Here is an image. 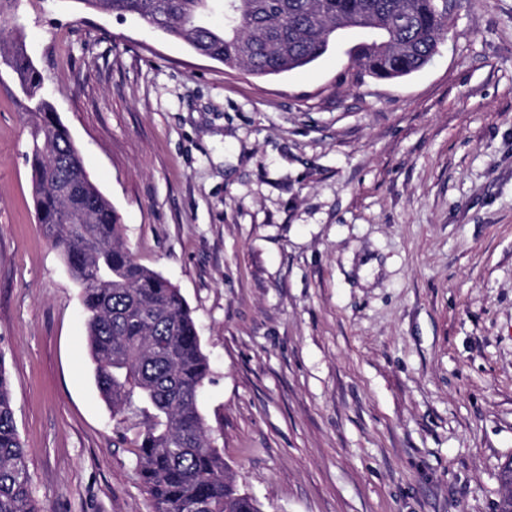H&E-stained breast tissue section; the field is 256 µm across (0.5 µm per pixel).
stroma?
<instances>
[{"label":"stroma","instance_id":"35a3bbf8","mask_svg":"<svg viewBox=\"0 0 512 512\" xmlns=\"http://www.w3.org/2000/svg\"><path fill=\"white\" fill-rule=\"evenodd\" d=\"M136 260L196 320L200 396L262 512H495L512 458V0H452L431 61L361 73L344 32L258 79L134 16L0 0ZM0 73V357L51 512H152L136 428L38 224Z\"/></svg>","mask_w":512,"mask_h":512}]
</instances>
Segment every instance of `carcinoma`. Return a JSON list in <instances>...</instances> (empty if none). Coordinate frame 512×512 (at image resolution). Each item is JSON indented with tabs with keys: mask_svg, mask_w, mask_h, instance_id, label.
<instances>
[{
	"mask_svg": "<svg viewBox=\"0 0 512 512\" xmlns=\"http://www.w3.org/2000/svg\"><path fill=\"white\" fill-rule=\"evenodd\" d=\"M80 2L136 15L198 54L256 77L315 62L351 29L364 35L349 49L355 66L379 79L404 77L429 62L448 29V0H222L220 25L203 17L212 0ZM2 65L28 102L37 219L81 287L99 392L116 425L137 419L135 467L154 512H261L233 484L216 429L200 409L211 369L186 301L125 245L118 214L87 176L22 41L0 51ZM0 512H51L31 493L1 358Z\"/></svg>",
	"mask_w": 512,
	"mask_h": 512,
	"instance_id": "cac0c4a2",
	"label": "carcinoma"
}]
</instances>
